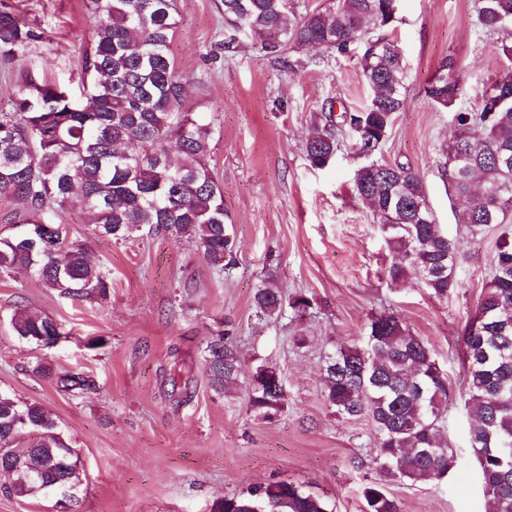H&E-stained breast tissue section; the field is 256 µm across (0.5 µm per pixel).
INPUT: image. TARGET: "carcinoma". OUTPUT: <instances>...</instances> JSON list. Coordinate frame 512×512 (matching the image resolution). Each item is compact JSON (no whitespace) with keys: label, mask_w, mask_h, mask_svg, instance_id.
I'll return each instance as SVG.
<instances>
[{"label":"carcinoma","mask_w":512,"mask_h":512,"mask_svg":"<svg viewBox=\"0 0 512 512\" xmlns=\"http://www.w3.org/2000/svg\"><path fill=\"white\" fill-rule=\"evenodd\" d=\"M399 0H336L330 11L301 9L299 0H222L224 25L263 36L262 50L287 63L295 45H321L345 54L363 43V74L372 96L340 121L324 116L304 144L313 168L328 166L340 134L364 158L353 173L355 195L378 224L391 261L388 284L413 277L435 297L458 281L461 254L437 224L423 177L411 167L376 158L405 104L402 49L387 15ZM92 39L84 54L80 95L27 74L13 109L0 112V200L22 205L11 232L0 237V273L22 268L41 285L70 299L104 296L109 278L91 261L83 241H71L59 212L89 217L91 234L121 242L141 226L196 246L222 272L232 267L233 226L224 193L211 172V123L185 109L192 80L179 74L171 53L178 27L176 0H88ZM477 22L494 33L512 23V0H479ZM378 34L367 35L368 26ZM41 37L7 8L0 9V58H23ZM440 109L453 113V132L437 166L452 194L465 200V229L484 234L501 224L475 313L463 333L464 405L473 420L469 444L483 487L485 512H512V67L481 95L477 109H456L461 86L453 59L444 57L423 87ZM269 271L253 302L266 318L289 307L303 317L311 299L289 301ZM15 336L37 347L55 344L62 324L48 315L16 311ZM203 366L211 390L235 388L243 374L238 350L224 332L206 340ZM324 399L348 419L370 420L377 477L361 489L363 512H400L389 485L441 480L456 457L438 438L450 390L429 345L398 312L370 316L362 343L340 347L322 367ZM65 391H90L81 373L57 377ZM247 404L271 420L286 406L284 378L269 364L245 381ZM0 468L8 492L53 498L57 488L79 487V457L52 413L0 391ZM212 512H333L319 495L294 482L256 485L216 501Z\"/></svg>","instance_id":"obj_1"}]
</instances>
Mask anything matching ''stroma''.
Returning <instances> with one entry per match:
<instances>
[{
	"label": "stroma",
	"instance_id": "obj_1",
	"mask_svg": "<svg viewBox=\"0 0 512 512\" xmlns=\"http://www.w3.org/2000/svg\"><path fill=\"white\" fill-rule=\"evenodd\" d=\"M42 39L20 60H0V110H9L22 74L33 72L78 89L92 36L87 0H4ZM171 51L194 86L186 103L211 117L210 167L224 189L236 234V265L219 273L194 246L141 228L123 242L88 238L82 214L60 213L70 236L87 240L112 285L106 297L67 300L25 270L0 274V390L45 406L81 458L75 512H211L213 503L251 485L286 480L312 485L336 512H362L360 490L373 471L369 420L345 419L323 397L320 365L339 345L360 342L369 317L393 309L425 339L448 375L451 397L440 434L456 454L441 481L390 485L401 512H483L469 448L460 336L490 273L498 237L464 235L462 207L437 174L453 131L452 115L422 91L445 56L458 66L457 107L475 109L482 89L506 67V34L477 23V0H401L392 32L405 60L406 105L379 156L424 178L438 224L459 241V286L448 298L410 282L388 285L390 254L368 207L355 198L361 159L344 139L335 160L312 168L304 143L324 112L355 110L369 96L359 54L303 47L280 63L262 39L241 38L226 51L221 0H177ZM286 296L308 295L309 316L285 310L258 317L253 294L267 269ZM52 316L66 338L44 348L13 335L15 310ZM227 330L244 371L262 362L285 380L286 411L255 416L243 392L214 394L203 347ZM49 364L39 377L30 367ZM90 376L87 393L63 391L56 377ZM188 380L182 394L173 377Z\"/></svg>",
	"mask_w": 512,
	"mask_h": 512
}]
</instances>
